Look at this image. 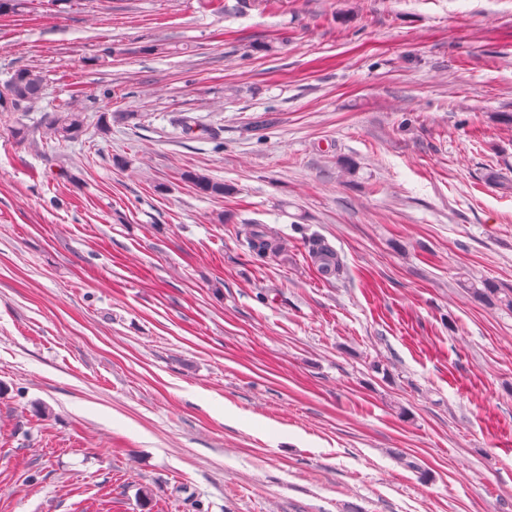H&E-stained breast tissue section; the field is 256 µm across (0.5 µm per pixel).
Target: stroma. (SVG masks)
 I'll use <instances>...</instances> for the list:
<instances>
[{
    "label": "stroma",
    "mask_w": 512,
    "mask_h": 512,
    "mask_svg": "<svg viewBox=\"0 0 512 512\" xmlns=\"http://www.w3.org/2000/svg\"><path fill=\"white\" fill-rule=\"evenodd\" d=\"M224 5L0 17V512H512V0ZM43 88L41 75L32 69L17 70L6 80L0 89L1 112H18V118L12 128V136L19 144L34 137L38 128L23 122L32 104L40 98ZM86 124L85 113L74 105L53 112L46 122L43 137L57 142H71L78 139ZM184 178L192 183L199 192L206 195L224 197V193L228 190L224 183L214 181L204 174L188 171L184 174ZM244 224H248L244 229V235L249 248L254 254L259 257H270L279 253L281 246L275 237L269 235L266 231L253 227L252 223ZM310 256L324 274L339 271V263L333 250L320 239H313L309 244Z\"/></svg>",
    "instance_id": "stroma-1"
}]
</instances>
